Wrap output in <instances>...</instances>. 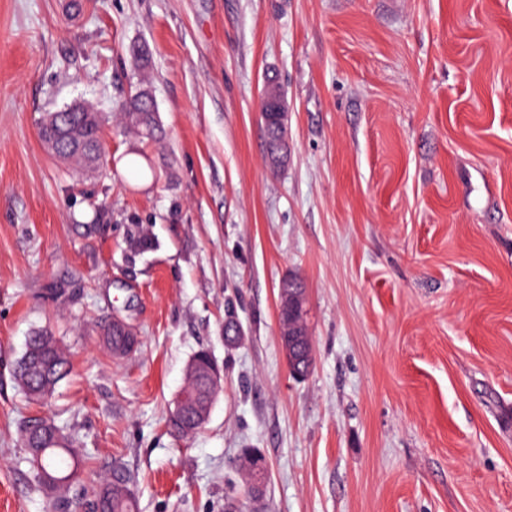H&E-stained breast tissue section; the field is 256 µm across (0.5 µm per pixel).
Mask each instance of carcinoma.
Instances as JSON below:
<instances>
[{
  "mask_svg": "<svg viewBox=\"0 0 512 512\" xmlns=\"http://www.w3.org/2000/svg\"><path fill=\"white\" fill-rule=\"evenodd\" d=\"M283 92L269 78L262 94L261 111L265 136V159L273 171L281 169L288 160V129L283 109H272L282 101ZM117 109L121 112L126 128L147 139L161 136L155 117V104L150 87L141 83L121 101ZM109 123V115L85 103L67 105L60 109L53 122H40L39 135L52 155L78 167L91 170L101 156V135ZM70 368L66 352L58 345L54 336L39 329L28 337L25 351L16 361L14 379L24 394L33 401H42L51 396L56 385ZM205 391L202 373L186 378L183 393L200 397ZM193 416L168 417V426L176 435L182 436L194 430ZM24 443L28 449V462L35 472L40 486L50 498L54 512H74L81 506L91 512H137V502L130 480L105 477L86 489L79 498L69 495L70 488L79 483L80 472L72 461L69 438L53 421L37 429L34 424L23 427Z\"/></svg>",
  "mask_w": 512,
  "mask_h": 512,
  "instance_id": "obj_1",
  "label": "carcinoma"
}]
</instances>
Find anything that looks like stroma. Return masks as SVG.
Instances as JSON below:
<instances>
[{
  "mask_svg": "<svg viewBox=\"0 0 512 512\" xmlns=\"http://www.w3.org/2000/svg\"><path fill=\"white\" fill-rule=\"evenodd\" d=\"M144 74L160 142L109 122L93 173L45 149L43 113L115 112ZM291 274L302 380L279 342ZM115 317L140 339L122 358ZM36 329L71 370L32 403L12 370ZM202 348L224 392L177 436ZM38 417L84 485L127 472L138 512H224L245 448L263 512H512V0H0V512H50L21 441ZM284 96L280 86L268 78L262 94L261 111L265 136V159L272 171L281 169L288 160V129L285 124L284 106L277 103ZM275 105V109H272ZM277 112V113H276Z\"/></svg>",
  "mask_w": 512,
  "mask_h": 512,
  "instance_id": "1",
  "label": "stroma"
}]
</instances>
